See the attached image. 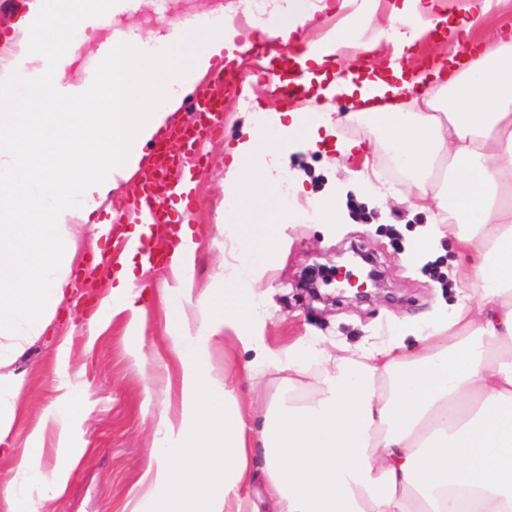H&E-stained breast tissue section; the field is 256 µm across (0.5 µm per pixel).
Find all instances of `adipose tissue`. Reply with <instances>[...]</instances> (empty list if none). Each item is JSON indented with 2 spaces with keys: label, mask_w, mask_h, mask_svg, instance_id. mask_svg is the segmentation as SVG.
I'll use <instances>...</instances> for the list:
<instances>
[{
  "label": "adipose tissue",
  "mask_w": 512,
  "mask_h": 512,
  "mask_svg": "<svg viewBox=\"0 0 512 512\" xmlns=\"http://www.w3.org/2000/svg\"><path fill=\"white\" fill-rule=\"evenodd\" d=\"M110 0H24L14 29L18 51L0 65V445L12 448L21 421L23 378L12 366L54 319L69 295L83 234L102 239L107 222L92 212L133 178L143 148L164 133L215 60L247 53L225 24L203 32L194 49L182 33H149L156 53L124 43L107 57L95 95L62 97L72 65L69 33L92 40L90 15ZM253 0L237 5L268 49L288 44L310 20L309 0ZM340 29L306 44L299 64L331 68L345 51L393 47L389 75L353 73L296 107L244 113L245 136L224 173V236L230 244L208 288L195 291L198 244L185 233L171 263L168 330L179 371L180 410L153 418L151 461L129 512H512V40L493 34L462 68L420 72L413 50L445 20L443 0H336ZM189 61L175 62L172 50ZM343 98L348 111L335 101ZM376 129L374 148L391 153L405 180L395 199L432 213L411 259L423 264L442 238L460 256L456 301L423 327L398 324L370 346L293 344L275 351L261 334L268 318L246 297L265 272L247 248L273 252L263 224L238 217L252 200L280 186L290 148L335 141L351 155L342 126ZM133 255L122 252L89 333L125 313L129 335L143 333ZM232 331L253 365L309 373L315 396L268 404L260 428L247 427L234 385L210 367L214 341ZM414 346H407L406 337ZM44 424L30 431L20 461L0 488L5 512H36L34 492L61 495L83 454L57 424L59 463L43 479ZM264 468L255 473L254 448ZM265 479V497L248 492Z\"/></svg>",
  "instance_id": "1"
}]
</instances>
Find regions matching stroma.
Segmentation results:
<instances>
[{"instance_id":"1","label":"stroma","mask_w":512,"mask_h":512,"mask_svg":"<svg viewBox=\"0 0 512 512\" xmlns=\"http://www.w3.org/2000/svg\"><path fill=\"white\" fill-rule=\"evenodd\" d=\"M230 0H137L126 7L114 0L110 12L93 15L97 29L94 42L72 35L74 84L96 85L103 56L100 43L113 34L130 33L131 42L143 45L149 30L167 31L171 20L210 18L212 11ZM236 94L224 100V138L204 146L208 170L196 187L193 229L200 239L195 256V282L205 288L223 259L224 191L221 179L232 161L231 150L243 136ZM358 156L342 157L335 146L297 150L289 154L287 169L305 175L304 195L295 203L300 211L296 223L287 225L276 256L267 261V271L254 288L257 301L266 304L269 320L264 328L266 344L275 350L297 340L318 339L356 349L387 336L400 322L418 323L439 304L455 301L451 277L457 259L447 248L437 262L422 267L407 256L416 244L414 230L427 223V212L411 209L394 199L379 200L367 194H349L347 212L332 225L320 223L308 206L307 196L344 185L350 172L360 170ZM370 253L383 274L382 288L365 302L347 298L325 301L312 298L307 290L308 274L314 266L332 265L338 253L351 249ZM93 246L84 243L75 261L70 295L40 336L18 358L16 372L25 378L19 408L22 421L15 433L24 443L32 427L54 421L59 415L55 398L59 388L74 391L81 399L83 417L69 429V443L83 455L71 471L64 493L43 502L40 512H125L136 485L149 464L153 442L151 415L163 398L177 400L175 361L167 348L169 313L160 301L159 288L167 272L140 274V303L146 310V330L135 338L127 333V320L119 315L98 337H89L85 322L99 305L115 269L109 263L93 264ZM72 335L69 348L59 339ZM141 345L150 359L146 372L134 370L128 359L132 345ZM250 359L233 337L216 345L211 366L227 375L236 386L247 425H254L255 410L274 399L288 400L291 392L309 394L304 376L288 369L271 370L249 379L244 368Z\"/></svg>"}]
</instances>
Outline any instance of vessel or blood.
<instances>
[{
    "instance_id": "1",
    "label": "vessel or blood",
    "mask_w": 512,
    "mask_h": 512,
    "mask_svg": "<svg viewBox=\"0 0 512 512\" xmlns=\"http://www.w3.org/2000/svg\"><path fill=\"white\" fill-rule=\"evenodd\" d=\"M210 82L234 92L242 87L244 79L237 75L235 64L230 61L212 71ZM266 84L287 100L304 94L298 77L273 69L266 75ZM188 107L199 113V122L175 121L169 127L170 139L182 145V152L155 153L151 165L140 175L138 194L114 212L113 223L140 225L153 236L163 229L175 232L192 225L193 185L206 172L202 145L206 140L223 136L224 101L202 91L189 99Z\"/></svg>"
}]
</instances>
